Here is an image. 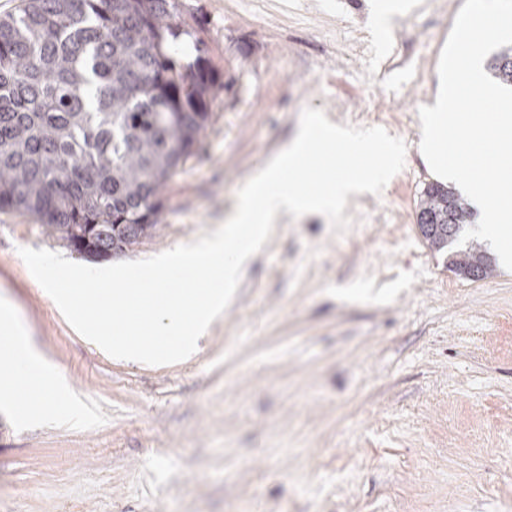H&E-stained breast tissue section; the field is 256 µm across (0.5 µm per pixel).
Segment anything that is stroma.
Returning a JSON list of instances; mask_svg holds the SVG:
<instances>
[{
    "instance_id": "35a3bbf8",
    "label": "stroma",
    "mask_w": 512,
    "mask_h": 512,
    "mask_svg": "<svg viewBox=\"0 0 512 512\" xmlns=\"http://www.w3.org/2000/svg\"><path fill=\"white\" fill-rule=\"evenodd\" d=\"M374 0H178L223 84L203 151L168 183L140 260L220 226L304 108L404 140L380 195L273 227L196 356L98 351L22 247L78 256L0 212V300L66 379L78 417L0 409V512H512V272L470 282L416 224L418 110L465 0H426L378 52Z\"/></svg>"
}]
</instances>
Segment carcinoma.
Listing matches in <instances>:
<instances>
[{"label": "carcinoma", "mask_w": 512, "mask_h": 512, "mask_svg": "<svg viewBox=\"0 0 512 512\" xmlns=\"http://www.w3.org/2000/svg\"><path fill=\"white\" fill-rule=\"evenodd\" d=\"M186 36L191 63L177 50ZM203 45L177 0H24L0 17V210L37 218L90 261L155 236L169 180L201 150L223 89ZM488 69L512 85V45ZM471 221L451 188L424 189L427 247L477 282L494 263L479 244H458Z\"/></svg>", "instance_id": "obj_1"}]
</instances>
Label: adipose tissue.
<instances>
[{
    "label": "adipose tissue",
    "instance_id": "adipose-tissue-1",
    "mask_svg": "<svg viewBox=\"0 0 512 512\" xmlns=\"http://www.w3.org/2000/svg\"><path fill=\"white\" fill-rule=\"evenodd\" d=\"M65 388L63 374L45 366L28 338L21 335L11 312L0 313V407H12L21 391L26 389L37 396L29 408L31 419L77 413V406L58 401Z\"/></svg>",
    "mask_w": 512,
    "mask_h": 512
}]
</instances>
